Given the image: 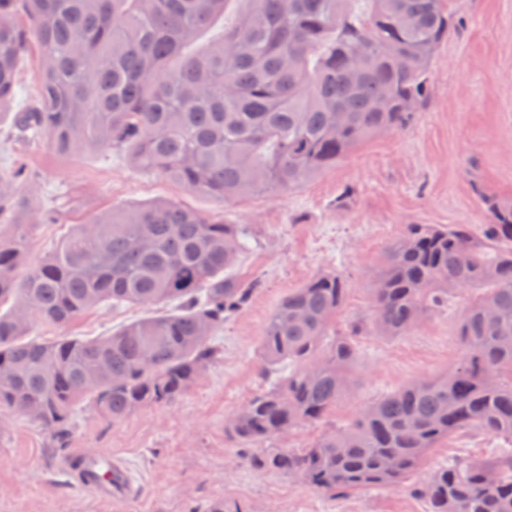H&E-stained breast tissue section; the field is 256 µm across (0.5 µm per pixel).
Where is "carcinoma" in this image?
<instances>
[{
	"label": "carcinoma",
	"mask_w": 512,
	"mask_h": 512,
	"mask_svg": "<svg viewBox=\"0 0 512 512\" xmlns=\"http://www.w3.org/2000/svg\"><path fill=\"white\" fill-rule=\"evenodd\" d=\"M225 0H0V116L6 139L63 156L118 150L224 204L296 190L358 144L410 128L428 96L433 49L460 28L448 0H244L238 21L196 53L186 46ZM24 13L29 25L18 22ZM38 43L41 86L19 97L20 59ZM0 174V410L43 424L68 447L88 399L119 421L177 401L219 355L224 322L260 286L228 276L250 232L173 200L116 207L76 224L34 263V224L60 215ZM489 222L408 224L373 288L370 332L403 336L472 290L460 313L461 360L366 406L308 448H262L323 419L353 387L357 351L331 325L343 276L288 294L264 327L265 389L225 422L251 465L330 494L388 488L458 431L501 438L491 457L456 456L411 491L430 512H512V201L481 195ZM102 306L156 307L106 336L44 340Z\"/></svg>",
	"instance_id": "cac0c4a2"
}]
</instances>
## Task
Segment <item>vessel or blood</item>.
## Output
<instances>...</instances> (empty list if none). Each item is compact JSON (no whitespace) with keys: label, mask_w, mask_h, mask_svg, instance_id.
I'll return each instance as SVG.
<instances>
[{"label":"vessel or blood","mask_w":512,"mask_h":512,"mask_svg":"<svg viewBox=\"0 0 512 512\" xmlns=\"http://www.w3.org/2000/svg\"><path fill=\"white\" fill-rule=\"evenodd\" d=\"M78 457L82 462L80 486L83 491L107 503L129 495L131 483L128 472L111 453L82 451Z\"/></svg>","instance_id":"b4317fda"}]
</instances>
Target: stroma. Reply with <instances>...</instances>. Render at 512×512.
<instances>
[{
  "label": "stroma",
  "mask_w": 512,
  "mask_h": 512,
  "mask_svg": "<svg viewBox=\"0 0 512 512\" xmlns=\"http://www.w3.org/2000/svg\"><path fill=\"white\" fill-rule=\"evenodd\" d=\"M461 27L431 63L430 93L415 125L384 133L285 194L251 196L230 205L188 192L179 184L138 171L119 152L84 149L56 156L45 145L20 146L0 133V168L22 158L33 183L28 191L44 208L59 210L57 224L33 225L27 258L37 261L69 230L118 206L158 199L182 202L204 214L223 212L229 224L251 227L250 250L236 276L260 279L248 308L225 322L221 353L177 401L151 405L108 422L89 404L72 421L68 453L104 450L129 463L138 494L119 506L82 491L71 471L59 469L50 430L0 412V512H189L215 500L244 512H428L412 484L455 455L483 458L499 448L497 437L465 432L440 441L409 483L331 496L275 472L256 470L247 449L224 431L226 418L263 389L259 347L278 304L317 273L347 280L337 333L362 331L351 393L325 419L281 436L280 448H305L324 432L353 421L363 407L419 378L448 373L462 356L459 311L468 292L454 293L446 311L431 315L409 334H370L372 294L385 252L409 224L487 221L480 196L512 201V0H452ZM353 195L344 207L336 200ZM145 308L93 309L56 335L102 336L146 316Z\"/></svg>",
  "instance_id": "35a3bbf8"
}]
</instances>
